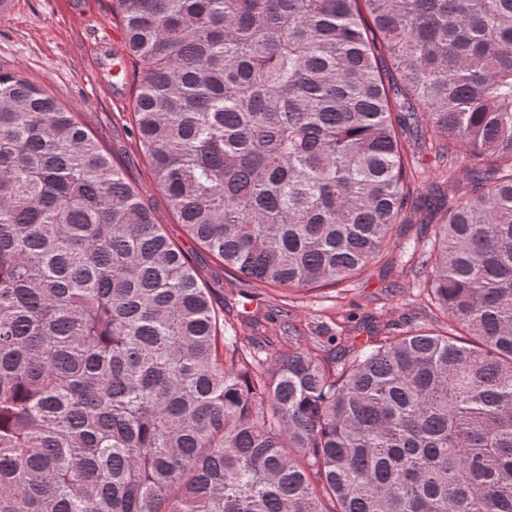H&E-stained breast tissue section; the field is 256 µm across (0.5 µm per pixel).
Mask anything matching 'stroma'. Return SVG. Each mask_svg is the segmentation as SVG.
Listing matches in <instances>:
<instances>
[{"instance_id": "stroma-1", "label": "stroma", "mask_w": 512, "mask_h": 512, "mask_svg": "<svg viewBox=\"0 0 512 512\" xmlns=\"http://www.w3.org/2000/svg\"><path fill=\"white\" fill-rule=\"evenodd\" d=\"M0 68L22 71L47 95L79 112L144 207L190 255L214 305L240 335L276 336L281 326L291 323L306 335L320 336L351 313L396 321L406 316L418 323L426 320L419 281L400 268L372 269L342 293L264 290L224 268L187 235L135 143L132 100L143 66L128 52L110 0H12L9 11L0 13ZM410 179L413 185L433 188L448 198L457 175L449 171L446 160L429 150L416 153Z\"/></svg>"}]
</instances>
